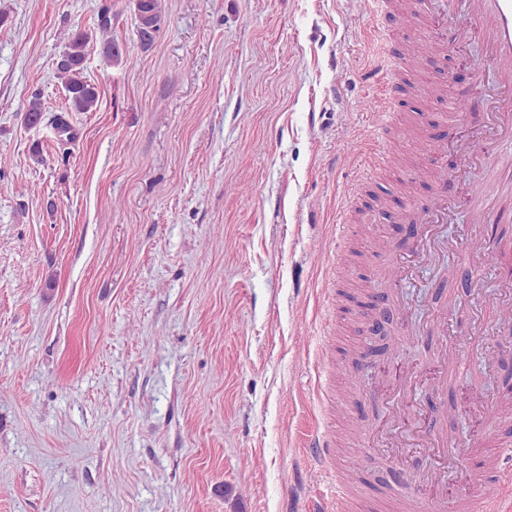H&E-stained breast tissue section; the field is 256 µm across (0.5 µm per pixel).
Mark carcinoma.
<instances>
[{"label": "carcinoma", "mask_w": 512, "mask_h": 512, "mask_svg": "<svg viewBox=\"0 0 512 512\" xmlns=\"http://www.w3.org/2000/svg\"><path fill=\"white\" fill-rule=\"evenodd\" d=\"M137 19V36L143 48H150L162 25L161 0H133ZM111 19L103 13L99 17L98 30L100 51L112 63L120 65L129 61L120 44L110 36ZM93 36L82 29L74 30L68 36L64 50L56 61V75L66 92V105L69 112H92L99 101V90L96 84L84 77L85 64ZM23 118L32 126L44 122L54 126L55 130L64 135L69 134L70 126L61 116L49 117L39 94L31 96Z\"/></svg>", "instance_id": "obj_1"}]
</instances>
